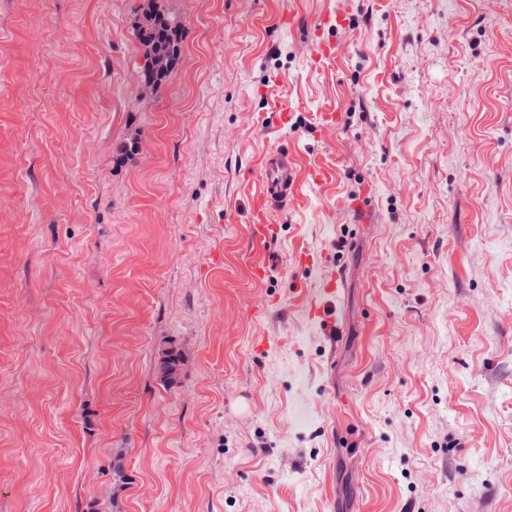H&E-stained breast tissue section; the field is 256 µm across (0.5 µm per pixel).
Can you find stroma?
I'll use <instances>...</instances> for the list:
<instances>
[{
    "mask_svg": "<svg viewBox=\"0 0 512 512\" xmlns=\"http://www.w3.org/2000/svg\"><path fill=\"white\" fill-rule=\"evenodd\" d=\"M161 3L0 0V512H512V0ZM181 31V21L173 14L158 10L153 3L135 29V37L144 50V63L139 76L154 90L170 78L179 64L182 54ZM164 59L168 64L163 65ZM264 169L262 188L251 203L253 239L257 245H265L271 236L268 214L272 210L296 204L292 194L294 162L288 148H278L269 153Z\"/></svg>",
    "mask_w": 512,
    "mask_h": 512,
    "instance_id": "stroma-1",
    "label": "stroma"
}]
</instances>
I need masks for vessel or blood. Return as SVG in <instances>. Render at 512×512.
Masks as SVG:
<instances>
[{"mask_svg": "<svg viewBox=\"0 0 512 512\" xmlns=\"http://www.w3.org/2000/svg\"><path fill=\"white\" fill-rule=\"evenodd\" d=\"M265 175L262 188L251 203L253 239L256 244H266L271 236L268 215L272 210L294 205V162L287 148L269 153L264 162Z\"/></svg>", "mask_w": 512, "mask_h": 512, "instance_id": "obj_1", "label": "vessel or blood"}]
</instances>
